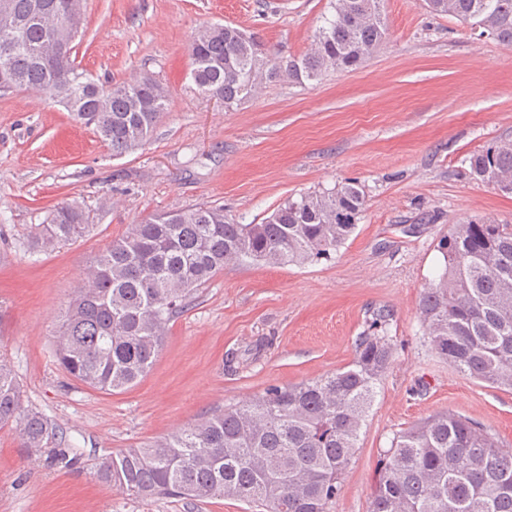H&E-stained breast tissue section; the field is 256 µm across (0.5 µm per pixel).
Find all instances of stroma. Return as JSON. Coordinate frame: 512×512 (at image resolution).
I'll return each instance as SVG.
<instances>
[{"label": "stroma", "mask_w": 512, "mask_h": 512, "mask_svg": "<svg viewBox=\"0 0 512 512\" xmlns=\"http://www.w3.org/2000/svg\"><path fill=\"white\" fill-rule=\"evenodd\" d=\"M333 0H86L76 62L92 79L149 74L171 91L148 143L112 155L92 128L44 93H0V360L21 408L56 426L70 466L0 428V512H259L234 498L141 499L99 479L103 458L177 434L201 417L346 366L379 309L394 361L328 512H368L397 431L452 411L512 448V390L480 383L432 349L423 289L444 266L452 225L512 224V195L472 180L468 158L512 140V46L478 36L421 0H384L390 35L361 66L303 83L264 84L227 108L189 77L196 29L231 23L265 52L306 53ZM357 180L365 210L335 258L302 267L225 266L170 321L133 387L90 389L57 364L58 319L87 267L148 214L222 204L242 224L283 200ZM89 212L84 237L48 253L31 229L60 203ZM238 363L227 365L229 352Z\"/></svg>", "instance_id": "stroma-1"}]
</instances>
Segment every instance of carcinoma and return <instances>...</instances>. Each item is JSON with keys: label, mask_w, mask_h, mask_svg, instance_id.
I'll return each instance as SVG.
<instances>
[{"label": "carcinoma", "mask_w": 512, "mask_h": 512, "mask_svg": "<svg viewBox=\"0 0 512 512\" xmlns=\"http://www.w3.org/2000/svg\"><path fill=\"white\" fill-rule=\"evenodd\" d=\"M79 0H0V91L40 90L94 127L112 155L146 143L169 111L171 93L149 74L96 83L79 72L71 25ZM479 35L512 46V0H423ZM381 0H336L311 48L286 60L263 53L231 24L202 26L189 44L199 94L230 107L266 81L317 80L361 65L385 43ZM61 42L53 60L45 48ZM473 179L512 193V142L469 157ZM365 198L354 180L288 198L260 223L241 224L222 204L152 213L112 240L88 267L55 339L58 364L101 391L133 386L152 367L170 320L202 284L229 264L307 265L336 254L356 228ZM89 216L56 207L32 231L50 250L83 237ZM441 273L423 289L420 316L435 352L490 387L512 389V225L467 220L439 242ZM379 310L357 337L352 361L319 378L271 385L262 394L185 428L171 440L126 448L102 462V478L138 498H237L264 512H328L358 448L377 385L394 356ZM14 423L26 448L69 449L42 416L21 411L20 387L0 363V425ZM370 512H512V450L454 413L431 415L393 435Z\"/></svg>", "instance_id": "cac0c4a2"}]
</instances>
